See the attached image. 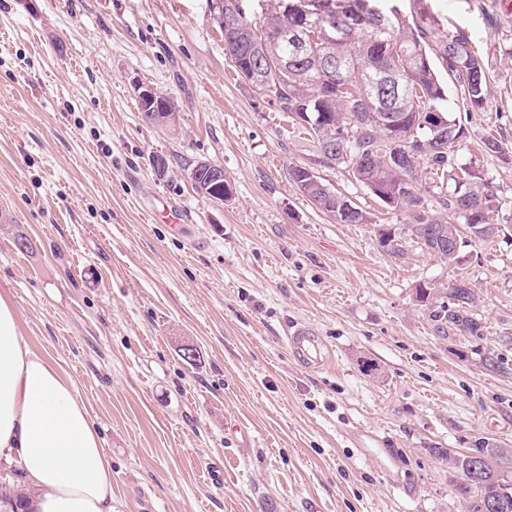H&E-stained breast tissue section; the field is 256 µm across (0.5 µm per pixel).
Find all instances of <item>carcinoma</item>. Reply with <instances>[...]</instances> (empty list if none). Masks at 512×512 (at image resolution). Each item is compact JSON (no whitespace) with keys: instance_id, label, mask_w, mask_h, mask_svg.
I'll list each match as a JSON object with an SVG mask.
<instances>
[{"instance_id":"cac0c4a2","label":"carcinoma","mask_w":512,"mask_h":512,"mask_svg":"<svg viewBox=\"0 0 512 512\" xmlns=\"http://www.w3.org/2000/svg\"><path fill=\"white\" fill-rule=\"evenodd\" d=\"M237 2L240 19L234 38L224 39L232 67L253 94L272 100L279 112L295 119L300 112L313 122L304 126L314 148L324 140L336 142V153L319 161L325 168L343 167L383 205L407 213L408 223L396 227L393 236L380 233L379 245L394 258L406 255L408 242L448 264L454 258L437 246L428 228L436 224H496L492 217L503 210L485 191L478 169L455 161L464 128L448 106V87L441 77L463 88L466 111L482 112L488 106L487 71L484 58L475 50L471 35L463 29L445 30L426 0H415L417 10L404 16L396 8L384 11L379 30L358 21L345 37L319 39L298 54L282 35L301 24L295 11L275 12L258 21L249 17L243 2ZM333 18L361 11L367 0H318ZM288 62V71L280 63ZM169 100L159 96L153 105L139 102L141 115L155 113L158 124L169 118ZM424 112H441L448 119L452 138L431 143L433 132L420 124ZM441 179L424 197L416 190L419 170ZM464 175L460 181L455 171ZM298 168L288 170L289 182L301 195L339 224H368L367 212L349 207V199L325 182L307 186L297 178ZM194 188L213 200L223 188L210 182L207 171L195 178ZM430 312L436 329L454 330L464 336L482 335L481 322L470 313L475 294L470 289L450 288ZM470 452L491 457L492 463L479 485L465 482L467 456L437 449L439 459L456 477L454 491L463 512H478L476 502L492 500L494 512H512V450L485 440ZM34 492L21 485L19 472L0 475V506L6 512H33Z\"/></svg>"}]
</instances>
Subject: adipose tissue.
Wrapping results in <instances>:
<instances>
[{
    "label": "adipose tissue",
    "mask_w": 512,
    "mask_h": 512,
    "mask_svg": "<svg viewBox=\"0 0 512 512\" xmlns=\"http://www.w3.org/2000/svg\"><path fill=\"white\" fill-rule=\"evenodd\" d=\"M0 464L17 467L37 512H113L112 462L72 380L25 338L0 292Z\"/></svg>",
    "instance_id": "ef3b65f1"
}]
</instances>
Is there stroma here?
<instances>
[{"label":"stroma","mask_w":512,"mask_h":512,"mask_svg":"<svg viewBox=\"0 0 512 512\" xmlns=\"http://www.w3.org/2000/svg\"><path fill=\"white\" fill-rule=\"evenodd\" d=\"M428 0L486 61L458 163L504 205L448 265L385 254L406 223L342 168H319L369 224H339L288 181L310 137L238 79L210 0H0V291L74 382L112 457L116 512H463L438 448L512 446V10ZM179 119L145 123L138 89ZM494 137L501 152L481 143ZM164 156L165 175L151 161ZM224 168L217 203L193 163ZM163 198L189 231L147 223ZM33 243L17 246L18 237ZM466 279L482 337L443 335L420 284ZM334 351L307 371L286 337ZM377 432L369 452L350 442Z\"/></svg>","instance_id":"35a3bbf8"}]
</instances>
